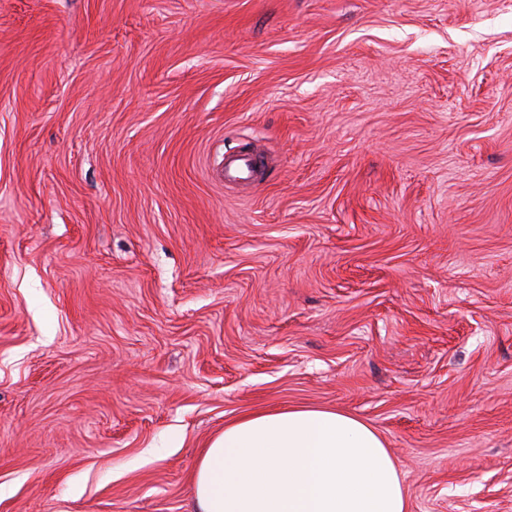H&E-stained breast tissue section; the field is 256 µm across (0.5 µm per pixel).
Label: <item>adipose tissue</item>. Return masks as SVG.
<instances>
[{
	"mask_svg": "<svg viewBox=\"0 0 512 512\" xmlns=\"http://www.w3.org/2000/svg\"><path fill=\"white\" fill-rule=\"evenodd\" d=\"M191 481V512H409L382 436L359 417L308 405L225 425Z\"/></svg>",
	"mask_w": 512,
	"mask_h": 512,
	"instance_id": "adipose-tissue-1",
	"label": "adipose tissue"
}]
</instances>
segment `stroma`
<instances>
[{
	"label": "stroma",
	"instance_id": "1",
	"mask_svg": "<svg viewBox=\"0 0 512 512\" xmlns=\"http://www.w3.org/2000/svg\"><path fill=\"white\" fill-rule=\"evenodd\" d=\"M297 404L512 512V0H0V512H190Z\"/></svg>",
	"mask_w": 512,
	"mask_h": 512
}]
</instances>
